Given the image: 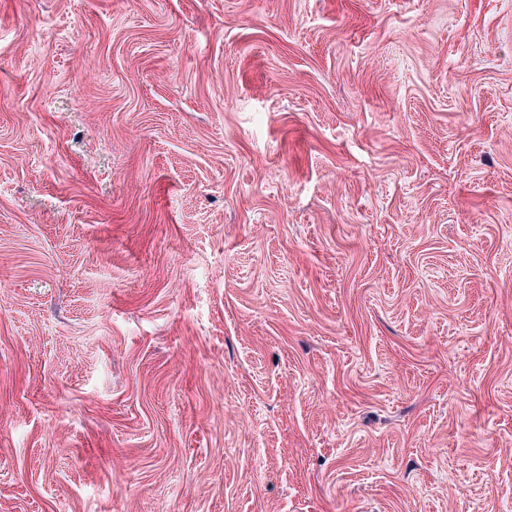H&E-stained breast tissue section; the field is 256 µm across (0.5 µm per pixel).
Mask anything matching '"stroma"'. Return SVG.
Segmentation results:
<instances>
[{
  "label": "stroma",
  "mask_w": 512,
  "mask_h": 512,
  "mask_svg": "<svg viewBox=\"0 0 512 512\" xmlns=\"http://www.w3.org/2000/svg\"><path fill=\"white\" fill-rule=\"evenodd\" d=\"M0 512H512V0H0Z\"/></svg>",
  "instance_id": "obj_1"
}]
</instances>
